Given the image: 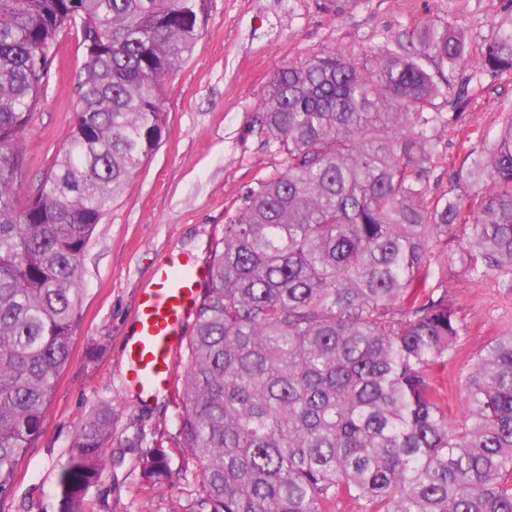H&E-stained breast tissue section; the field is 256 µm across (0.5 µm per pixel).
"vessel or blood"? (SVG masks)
Returning <instances> with one entry per match:
<instances>
[{"label": "vessel or blood", "mask_w": 512, "mask_h": 512, "mask_svg": "<svg viewBox=\"0 0 512 512\" xmlns=\"http://www.w3.org/2000/svg\"><path fill=\"white\" fill-rule=\"evenodd\" d=\"M199 271L186 272L175 259L163 261L142 288L133 331L127 341L133 381L154 397L166 392L177 363L179 332L195 304Z\"/></svg>", "instance_id": "b4317fda"}]
</instances>
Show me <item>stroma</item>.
<instances>
[{
	"mask_svg": "<svg viewBox=\"0 0 512 512\" xmlns=\"http://www.w3.org/2000/svg\"><path fill=\"white\" fill-rule=\"evenodd\" d=\"M462 27L465 60L449 75L435 101L448 114L440 132L439 191L456 195L450 174L471 150L488 147L512 108V72L477 74L482 49L499 28L512 24V0H357L334 15L316 0H212L207 26L192 55L160 91L166 132L154 155L105 207L84 253L82 318L71 358L55 388L41 435L18 464L11 496L0 512H54L53 491L82 418L96 405H112V470L91 489L93 512H193L199 465L178 450L180 393L185 376L176 364L168 390L142 402L131 381L126 350L140 289L157 266L174 257L204 270L215 239L239 190L269 176L281 159L252 130V118L275 72L324 50L362 57L385 49L391 35L412 34L423 21ZM85 61L73 34H63L42 101L19 145L15 188L26 201L65 142L76 105L75 87ZM440 274L457 310L456 352L434 376L448 420L464 417L461 384L472 359L500 331L512 328V290L496 277L475 282L449 242ZM102 346L95 361L91 348ZM173 450L172 486L145 484L135 466L140 451Z\"/></svg>",
	"mask_w": 512,
	"mask_h": 512,
	"instance_id": "1",
	"label": "stroma"
}]
</instances>
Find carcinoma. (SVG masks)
<instances>
[{"label":"carcinoma","mask_w":512,"mask_h":512,"mask_svg":"<svg viewBox=\"0 0 512 512\" xmlns=\"http://www.w3.org/2000/svg\"><path fill=\"white\" fill-rule=\"evenodd\" d=\"M210 0H0V503L39 439L81 320L83 255L106 204L153 156L163 82L190 55ZM86 61L67 141L17 204L18 143L64 32ZM363 59L322 51L283 65L252 127L283 156L244 187L212 250L188 338L180 447L197 460L199 512H512V332L468 368L467 414L448 423L431 371L460 336L435 249L462 235L472 279L512 288V113L436 194L439 130L423 107L465 52L423 23ZM478 68L512 71V26ZM112 405L77 428L54 492L87 512L111 462ZM171 482L170 450L136 462Z\"/></svg>","instance_id":"1"}]
</instances>
